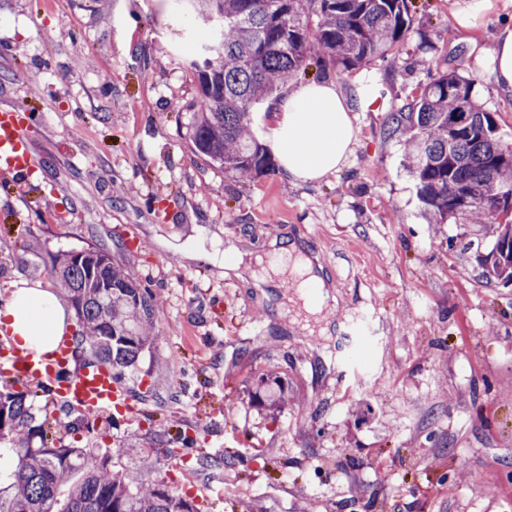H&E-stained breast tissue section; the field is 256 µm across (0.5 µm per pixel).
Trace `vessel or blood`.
Instances as JSON below:
<instances>
[{
  "instance_id": "vessel-or-blood-1",
  "label": "vessel or blood",
  "mask_w": 512,
  "mask_h": 512,
  "mask_svg": "<svg viewBox=\"0 0 512 512\" xmlns=\"http://www.w3.org/2000/svg\"><path fill=\"white\" fill-rule=\"evenodd\" d=\"M27 121L26 113L8 105L0 107L1 173L19 176L40 166L41 158L25 134ZM72 346L71 338L65 336L55 351L41 356L15 348L11 351V366L35 383L54 380L59 400L80 411H128L131 393L109 367L91 364L65 374Z\"/></svg>"
}]
</instances>
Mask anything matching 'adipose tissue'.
Wrapping results in <instances>:
<instances>
[{"label":"adipose tissue","instance_id":"1","mask_svg":"<svg viewBox=\"0 0 512 512\" xmlns=\"http://www.w3.org/2000/svg\"><path fill=\"white\" fill-rule=\"evenodd\" d=\"M355 140L346 102L330 80L289 90L274 105L268 119L267 146L296 184L319 181L345 167ZM277 251L295 257L292 266L275 270L276 275L292 273L299 278L292 300V325L302 332L328 335L334 299L330 284L301 246L283 242ZM0 324L10 328L17 347L39 355L51 352L67 330L57 296L26 285L12 291L0 307Z\"/></svg>","mask_w":512,"mask_h":512}]
</instances>
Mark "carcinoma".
I'll list each match as a JSON object with an SVG mask.
<instances>
[{"label":"carcinoma","instance_id":"obj_1","mask_svg":"<svg viewBox=\"0 0 512 512\" xmlns=\"http://www.w3.org/2000/svg\"><path fill=\"white\" fill-rule=\"evenodd\" d=\"M209 29L188 58L197 95L184 139L207 164L242 180L275 172L253 136V108L272 98L310 62L357 69L385 59L411 25L409 0H185ZM316 25H311V17ZM494 116L473 95L469 78L438 75L419 96L387 116L383 134L403 137L408 170L424 210L437 224H499L479 260L481 276L512 284V150L500 144ZM473 198L466 209L454 193ZM106 246L51 257L50 274L70 298L79 330L73 356L120 375L156 340V297ZM13 461L0 481V512H196L165 479L114 469L97 448L56 445L28 394L0 386V445Z\"/></svg>","mask_w":512,"mask_h":512}]
</instances>
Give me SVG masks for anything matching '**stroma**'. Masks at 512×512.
Instances as JSON below:
<instances>
[{"label": "stroma", "mask_w": 512, "mask_h": 512, "mask_svg": "<svg viewBox=\"0 0 512 512\" xmlns=\"http://www.w3.org/2000/svg\"><path fill=\"white\" fill-rule=\"evenodd\" d=\"M410 9L391 55L330 75L356 129L349 167L297 185L279 170L241 182L191 153L181 132L196 86L178 54L195 22L177 0H0V104L29 114L44 160L0 175V304L19 281L53 286L50 254L116 241L160 300L158 339L122 377L131 412L76 438L61 430L63 443L175 480L198 512H512V286L487 284L463 248L489 246L497 227L430 223L403 140L382 135L448 70L472 80L512 147V94L489 57L512 0ZM163 197L179 200L175 220ZM214 233L247 242L261 274L278 264L275 238L318 256L337 299L329 338L279 315L289 281L260 290L177 257ZM263 376L285 383V407L254 403ZM152 384L172 390L165 407L140 400ZM158 429L170 447L151 445ZM225 455L216 473L195 466Z\"/></svg>", "instance_id": "stroma-1"}]
</instances>
